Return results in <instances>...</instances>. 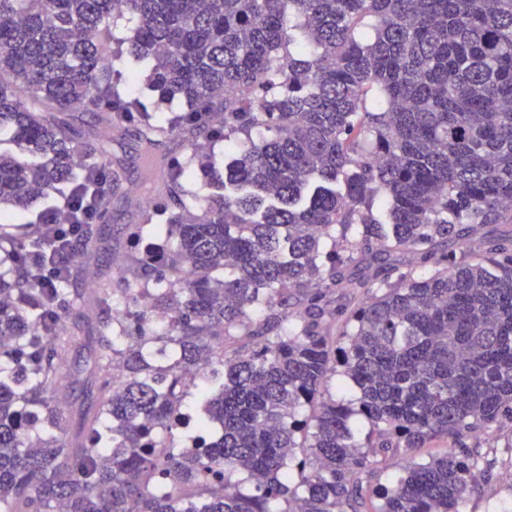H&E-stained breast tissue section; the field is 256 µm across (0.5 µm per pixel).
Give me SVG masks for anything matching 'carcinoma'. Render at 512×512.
<instances>
[{
    "label": "carcinoma",
    "instance_id": "cac0c4a2",
    "mask_svg": "<svg viewBox=\"0 0 512 512\" xmlns=\"http://www.w3.org/2000/svg\"><path fill=\"white\" fill-rule=\"evenodd\" d=\"M115 2L0 0V206L92 189L72 112L133 117L148 184L176 133L237 154L167 169L137 288H39L0 224V512H459L512 417V238L470 246L512 224V0ZM112 70L123 72L127 76L132 72H136L137 75L133 81L126 83L123 81L119 84V91L139 97L149 108H157V95L147 86L146 75L148 68L145 64H136L126 54L117 55L115 52H112Z\"/></svg>",
    "mask_w": 512,
    "mask_h": 512
}]
</instances>
